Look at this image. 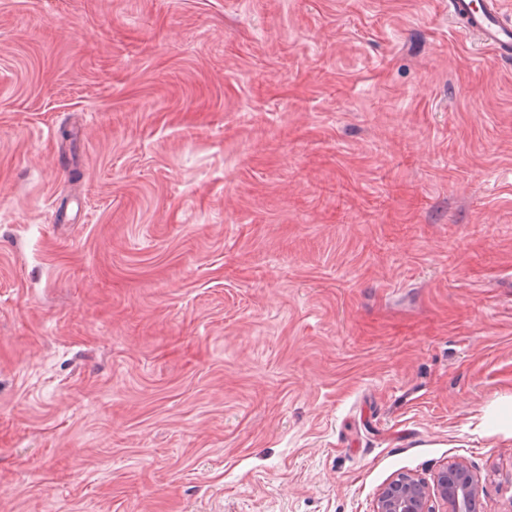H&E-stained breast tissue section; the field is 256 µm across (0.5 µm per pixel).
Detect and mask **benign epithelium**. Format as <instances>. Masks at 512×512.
I'll use <instances>...</instances> for the list:
<instances>
[{
    "label": "benign epithelium",
    "mask_w": 512,
    "mask_h": 512,
    "mask_svg": "<svg viewBox=\"0 0 512 512\" xmlns=\"http://www.w3.org/2000/svg\"><path fill=\"white\" fill-rule=\"evenodd\" d=\"M482 494L470 469L452 463L431 484L408 474L392 478L379 493L374 512H483Z\"/></svg>",
    "instance_id": "benign-epithelium-1"
}]
</instances>
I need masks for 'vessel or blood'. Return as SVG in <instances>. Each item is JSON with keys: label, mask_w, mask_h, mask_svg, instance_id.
Here are the masks:
<instances>
[{"label": "vessel or blood", "mask_w": 512, "mask_h": 512, "mask_svg": "<svg viewBox=\"0 0 512 512\" xmlns=\"http://www.w3.org/2000/svg\"><path fill=\"white\" fill-rule=\"evenodd\" d=\"M450 18L484 51L497 58L512 57V20L504 13V0H449Z\"/></svg>", "instance_id": "1"}]
</instances>
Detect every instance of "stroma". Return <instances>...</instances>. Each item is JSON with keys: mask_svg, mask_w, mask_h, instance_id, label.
<instances>
[{"mask_svg": "<svg viewBox=\"0 0 512 512\" xmlns=\"http://www.w3.org/2000/svg\"><path fill=\"white\" fill-rule=\"evenodd\" d=\"M512 512V59L448 0H0V512ZM483 490L463 463L442 467L433 483L408 474L389 480L378 495L374 512H481Z\"/></svg>", "mask_w": 512, "mask_h": 512, "instance_id": "1", "label": "stroma"}]
</instances>
